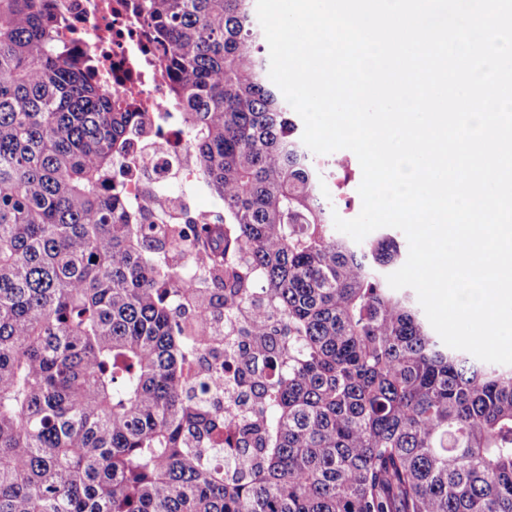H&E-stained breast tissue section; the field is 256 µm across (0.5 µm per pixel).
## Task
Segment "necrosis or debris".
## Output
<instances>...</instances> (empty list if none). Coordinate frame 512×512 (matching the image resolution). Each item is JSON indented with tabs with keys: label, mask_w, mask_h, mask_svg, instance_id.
<instances>
[{
	"label": "necrosis or debris",
	"mask_w": 512,
	"mask_h": 512,
	"mask_svg": "<svg viewBox=\"0 0 512 512\" xmlns=\"http://www.w3.org/2000/svg\"><path fill=\"white\" fill-rule=\"evenodd\" d=\"M67 37L90 67L101 72L120 104L150 120L130 136L128 153L116 176L135 205H147L155 192L169 196V207H186L187 192L202 188L183 135L167 115L164 82L155 51L139 34L140 21L124 0H54Z\"/></svg>",
	"instance_id": "necrosis-or-debris-1"
}]
</instances>
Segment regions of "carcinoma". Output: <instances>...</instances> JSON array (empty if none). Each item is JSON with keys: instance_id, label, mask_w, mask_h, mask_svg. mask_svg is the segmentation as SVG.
<instances>
[{"instance_id": "obj_1", "label": "carcinoma", "mask_w": 512, "mask_h": 512, "mask_svg": "<svg viewBox=\"0 0 512 512\" xmlns=\"http://www.w3.org/2000/svg\"><path fill=\"white\" fill-rule=\"evenodd\" d=\"M256 0H127L220 207L149 222L52 0H0V512H512V367L336 235Z\"/></svg>"}]
</instances>
